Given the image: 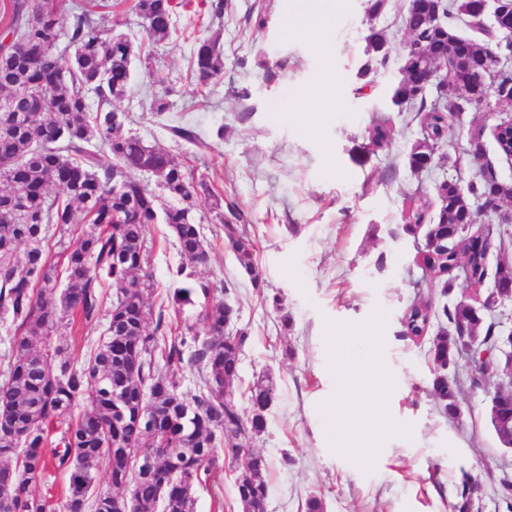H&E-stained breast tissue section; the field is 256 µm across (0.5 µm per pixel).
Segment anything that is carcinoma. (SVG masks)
Here are the masks:
<instances>
[{
	"label": "carcinoma",
	"instance_id": "cac0c4a2",
	"mask_svg": "<svg viewBox=\"0 0 512 512\" xmlns=\"http://www.w3.org/2000/svg\"><path fill=\"white\" fill-rule=\"evenodd\" d=\"M467 0H418L404 16L409 40L399 56L400 79L394 90L395 103L410 102L417 107L423 139L407 155L414 172L433 164L445 165L449 156L437 154V144L452 133L451 119L478 106L462 90L439 106L438 88L416 81L424 71H435L448 60L447 79L463 65L482 71L496 53L511 52L512 44L463 38L455 23L468 17ZM174 0H136L134 9L143 20L148 37L165 41L177 33L173 25ZM65 0H9L3 6L0 31V156L11 159L0 174V308L11 313L14 323L12 357L7 376L0 383V416L30 430L16 442L0 434V471L28 475L23 484L21 512H46L45 501L35 497L31 482L48 465L45 448L51 427L66 420L81 398L88 407L67 420L61 432L63 451L56 454L59 468L68 475L64 512H101L96 499L112 497L119 485L112 466V386L127 391L128 418L150 406L169 420L161 433V449L169 466L160 472L143 473L126 465L122 475L134 480L135 496L162 512H194L193 493H182L189 480L207 484L214 474L218 445L214 432H233L243 427L250 434L262 433L267 425L266 407L275 398L267 377L249 387L250 412L236 404H224V386L239 378V361L248 332L224 335V302L217 299L215 284L196 277L184 264L171 271L177 283L171 301L174 313L191 305L194 320L185 330L173 326L164 307L153 311L144 300L152 287L150 226L163 221L176 238L180 254L200 263L206 253L200 226L189 210L200 194L214 198V208H223L222 198L204 181H195L184 167L160 148L115 126L112 101L124 97L131 80L133 45L122 35L100 29L92 13L84 8L71 13L68 26L61 25ZM224 0H201L197 17L219 18ZM74 48L66 59L57 37ZM370 55L364 73L386 67L389 52L383 32L370 30L365 37ZM199 79L207 80L224 70V53L217 39L199 43L193 58ZM94 91L100 107L92 109L86 92ZM369 145L385 149L391 128L382 121L369 129ZM108 152L112 163L102 162ZM150 168L162 187L169 205L159 208L160 197L135 176ZM59 193L51 195L50 187ZM496 194L501 202L512 201V182L498 178L493 167L483 165L466 182L443 180L434 187L433 203H414L404 215L403 229L410 235L425 232L434 244L426 254L416 256L431 271L430 282L442 297L456 287L457 272L473 290L488 279L512 282L509 249L512 237L495 231L483 236L469 231L459 234L464 224L476 221L472 198ZM224 244L233 252L242 272L252 285L260 287L263 272L255 259V244L242 225L232 224L220 212ZM59 229L82 227L72 244L63 248V265L47 256L45 243L51 226ZM25 249L24 259L17 257ZM499 256L495 270L487 267L491 253ZM110 281L115 301L109 309L107 334L97 351L83 364L74 362L69 347L53 340V333L73 330L76 324L94 321L104 304L99 284ZM446 325L429 335L433 320ZM402 335L421 340L430 338L433 364L431 394L450 419L460 416L453 382L448 370L458 366L459 342L472 333L490 355L499 343L496 324L476 314L474 299L454 303H415L401 318ZM191 367L198 371L200 384L190 392L178 391L168 375ZM496 437L503 428L512 431V414L488 407ZM106 464L108 489L97 482L100 463ZM266 459L249 455L246 468L236 478V498L242 512L255 507L268 495L264 474ZM474 484L465 479L454 512H471Z\"/></svg>",
	"mask_w": 512,
	"mask_h": 512
}]
</instances>
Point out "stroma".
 <instances>
[{"label":"stroma","instance_id":"35a3bbf8","mask_svg":"<svg viewBox=\"0 0 512 512\" xmlns=\"http://www.w3.org/2000/svg\"><path fill=\"white\" fill-rule=\"evenodd\" d=\"M106 26L128 35L146 53L133 65V81L112 106L126 115L125 129L206 180L244 216L265 271L253 287L234 255L210 198L197 201L208 258L196 276L223 288L238 311L236 325L249 340L233 390L240 406L259 377L269 378L275 399L267 428L251 441L269 462L267 512H303L308 496L325 512H453L463 474L477 476L481 512H506L496 490L512 477V451L500 447L487 417L490 394L504 381L499 361L487 363L484 385L470 386L468 370L452 376L461 416L446 417L430 393L433 366L428 340L400 334L405 308L439 302L440 290L422 277L414 258L418 240L403 230L414 199H432L443 179H468L492 164L512 179V161L491 135L492 113L512 105L488 99L464 113L444 152L458 167L417 174L407 154L420 138L411 106L392 103L401 79L397 56L408 40L403 19L408 0H387L374 16L366 0H341L334 28L293 37L284 21L291 0H224L219 19H197L179 8L177 35L148 38L132 0H98ZM382 31L392 61L387 71L362 75L369 29ZM216 38L224 71L200 84L190 69L196 43ZM162 95L169 112L149 110ZM388 120L392 139L367 151L368 128ZM187 123L201 135L196 145L172 136ZM484 153H471L473 133ZM151 308L167 304L171 268L182 258L167 225H151ZM289 323H282V314ZM353 337L358 362L372 366L380 389L366 404L383 427L372 435L326 410L341 401L344 380L332 364V345ZM243 459L219 458L218 476L195 488V512H240L235 479Z\"/></svg>","mask_w":512,"mask_h":512}]
</instances>
